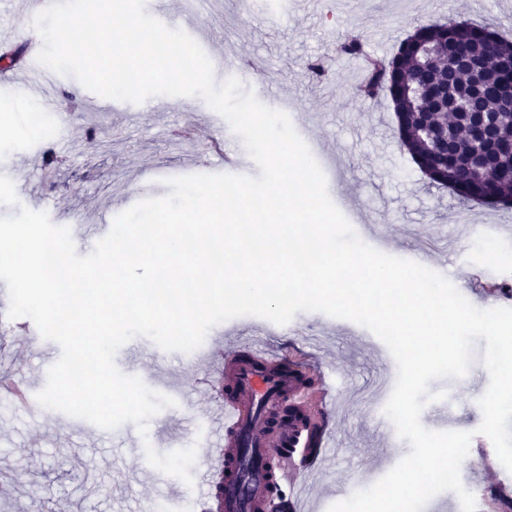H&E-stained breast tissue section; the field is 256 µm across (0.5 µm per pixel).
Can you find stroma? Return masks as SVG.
<instances>
[{"label": "stroma", "instance_id": "35a3bbf8", "mask_svg": "<svg viewBox=\"0 0 512 512\" xmlns=\"http://www.w3.org/2000/svg\"><path fill=\"white\" fill-rule=\"evenodd\" d=\"M288 2L255 0L249 14L240 0H206L194 22L203 51L211 58L261 65L269 94L287 101L295 131L319 143L316 160L331 176L329 196L342 213L356 211L352 225L368 245L407 260L426 254L429 268L475 307L512 308V299L488 291L492 284H512V205L468 207L448 189L431 185L399 143L390 100L355 95L360 73L353 58L336 51L356 36L367 52L389 56L417 27L451 19L487 24L512 40V0H325L305 13ZM316 61L327 71L320 80L308 69ZM24 81L18 64L0 81V99L13 107L0 114V175L12 179L22 205L70 228L79 255L96 244L83 236V225H112L140 197L167 194L168 178L224 170L223 160L196 133L226 121L200 97H176L166 112L146 101L131 114L106 107L101 97L82 99V86L70 75H58L45 95L26 90ZM33 103L56 124L52 139L32 133ZM90 126L99 134L94 148L86 139ZM48 153L57 160L50 182L43 167ZM290 325L291 334L273 336L271 344L301 364L312 385L327 381L336 395L331 426L337 445L329 451L326 472L310 477L311 483L328 486V493L312 500L318 512H328L373 485L410 451L385 413L370 411L380 395L374 378L383 369L396 372L397 364L390 356L378 365L373 350L380 339L351 321L299 312ZM485 346L477 340L463 378L430 382L431 391L446 394L447 421H440L431 403L421 422L432 431L473 432L461 482L473 493L476 512H496L489 476H504L501 491L511 497L512 476L491 441L477 432L478 400L489 384ZM60 353L39 331L11 332L0 338V374L42 390ZM116 364L148 387L165 382L169 396H186V403L178 401L152 417L144 437L131 423L104 430L38 405L0 406V512H148L159 500L181 512L185 503L199 500L198 488L180 478L157 472L140 483L114 469L122 449L147 443L160 453L193 445L198 458L210 459L216 435L207 424L213 408L208 359L197 351L166 352L139 337L118 351Z\"/></svg>", "mask_w": 512, "mask_h": 512}]
</instances>
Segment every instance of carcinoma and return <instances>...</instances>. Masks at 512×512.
<instances>
[{"label":"carcinoma","mask_w":512,"mask_h":512,"mask_svg":"<svg viewBox=\"0 0 512 512\" xmlns=\"http://www.w3.org/2000/svg\"><path fill=\"white\" fill-rule=\"evenodd\" d=\"M363 93L390 98L399 139L463 205L512 202V41L472 20L416 29L366 63Z\"/></svg>","instance_id":"obj_1"}]
</instances>
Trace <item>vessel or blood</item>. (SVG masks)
I'll use <instances>...</instances> for the list:
<instances>
[{"mask_svg": "<svg viewBox=\"0 0 512 512\" xmlns=\"http://www.w3.org/2000/svg\"><path fill=\"white\" fill-rule=\"evenodd\" d=\"M220 341L224 355L215 370L228 372L229 380L214 397L212 422L224 441L215 462L198 470L201 494L209 496L217 483L222 512H268L275 483L284 512H302L307 481L287 451L296 449L307 471H321L331 445L327 395L288 373V359L269 347L264 324L253 325L248 336L224 329Z\"/></svg>", "mask_w": 512, "mask_h": 512, "instance_id": "1", "label": "vessel or blood"}]
</instances>
